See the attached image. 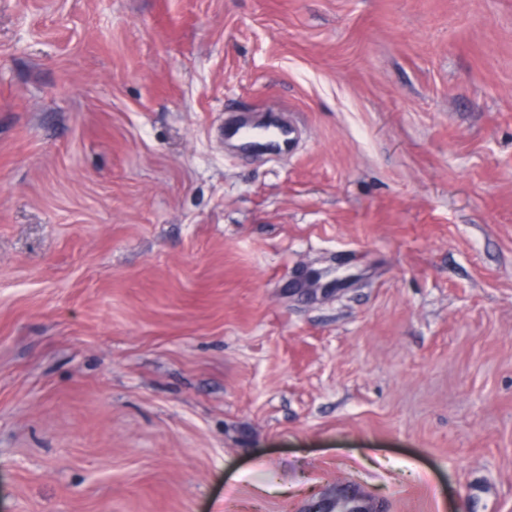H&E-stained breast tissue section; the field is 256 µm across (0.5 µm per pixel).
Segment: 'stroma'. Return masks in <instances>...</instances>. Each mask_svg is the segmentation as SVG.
<instances>
[{"mask_svg":"<svg viewBox=\"0 0 512 512\" xmlns=\"http://www.w3.org/2000/svg\"><path fill=\"white\" fill-rule=\"evenodd\" d=\"M345 484L512 512V0H0V512ZM264 128L266 132L262 130ZM224 139L235 145L237 153L253 156L291 154L297 145L296 128L281 114L235 113L224 120Z\"/></svg>","mask_w":512,"mask_h":512,"instance_id":"obj_1","label":"stroma"}]
</instances>
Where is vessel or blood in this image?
<instances>
[{
	"mask_svg": "<svg viewBox=\"0 0 512 512\" xmlns=\"http://www.w3.org/2000/svg\"><path fill=\"white\" fill-rule=\"evenodd\" d=\"M224 138L237 153L253 156L292 153L297 145L296 128L277 113H238L224 123Z\"/></svg>",
	"mask_w": 512,
	"mask_h": 512,
	"instance_id": "1",
	"label": "vessel or blood"
}]
</instances>
